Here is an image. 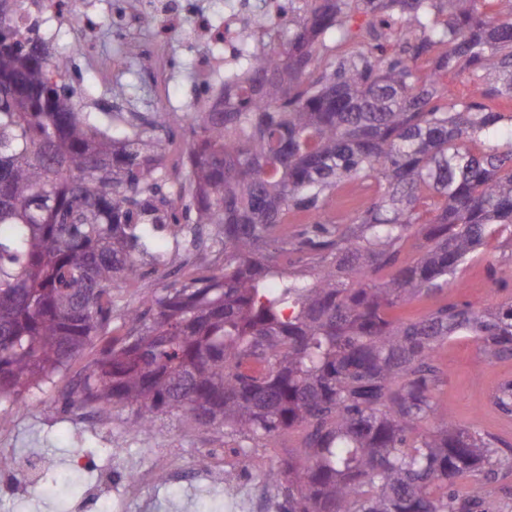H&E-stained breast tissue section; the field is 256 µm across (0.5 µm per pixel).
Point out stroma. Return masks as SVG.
Listing matches in <instances>:
<instances>
[{
  "mask_svg": "<svg viewBox=\"0 0 512 512\" xmlns=\"http://www.w3.org/2000/svg\"><path fill=\"white\" fill-rule=\"evenodd\" d=\"M112 2L72 0L50 42L54 50L72 56L68 87L74 90L83 111H110L111 101L116 97L130 106L155 112L172 104L190 107L194 98L190 65L195 46L170 38L180 67L167 96H159L145 78L148 66L157 65L159 60L155 28L141 25L130 32L117 29L112 22ZM120 57L125 65L118 70L114 63ZM504 248L501 240H491L482 261L462 266L445 291L411 303L404 310L405 316L424 317L451 300L466 301L481 309L498 304L512 292L487 279L482 269L485 261L497 257ZM92 357V352H85L67 370L26 392L28 414L12 423L16 453L39 449L50 468L73 469L86 484L92 479L91 473L71 465L72 460L82 457L113 470L116 482L120 483L124 480L121 465L106 451L108 442L117 441L125 454L138 458L141 467L150 474L148 482L132 489L131 496L136 501L156 504V512H223V498L187 500L185 487L171 483L167 476L170 466L184 460L198 461L200 454L223 447L222 433L190 427L179 414L162 417L145 436L123 429L122 414L118 411L111 412L104 431H85L67 422L57 396L82 376ZM434 362L443 375V382L433 396L435 404L447 409L456 425L477 428L512 445V417L501 415L490 402L496 387L512 380V359H487L473 339L462 337L440 347ZM21 485L18 474L0 473V512H98L97 503L87 497L85 485L74 494L57 485L47 497L38 493L25 495Z\"/></svg>",
  "mask_w": 512,
  "mask_h": 512,
  "instance_id": "stroma-1",
  "label": "stroma"
}]
</instances>
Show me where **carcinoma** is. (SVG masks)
<instances>
[{
    "label": "carcinoma",
    "instance_id": "cac0c4a2",
    "mask_svg": "<svg viewBox=\"0 0 512 512\" xmlns=\"http://www.w3.org/2000/svg\"><path fill=\"white\" fill-rule=\"evenodd\" d=\"M27 2L0 0V402L23 404L99 341L73 403L120 405L131 431L181 411L245 458L305 428V461L265 474L288 512H494L485 487L512 473V447L438 410L434 355L466 336L511 358L512 297L390 313L447 288L488 239L512 246V133L493 106L512 101V0H288L279 46L245 56L255 79L224 89V111L155 112L116 135L52 80L70 58L16 25ZM397 25L410 36L389 52ZM333 30L355 49L328 45ZM447 74L471 96L453 98ZM173 119L191 157L173 244L196 272L118 308L112 289L144 267L170 275L155 131ZM347 186L374 193L335 221L329 199ZM425 193L442 206L407 261ZM290 212L308 222L288 229ZM485 273L511 283L512 253ZM491 401L511 417L512 381Z\"/></svg>",
    "mask_w": 512,
    "mask_h": 512
}]
</instances>
